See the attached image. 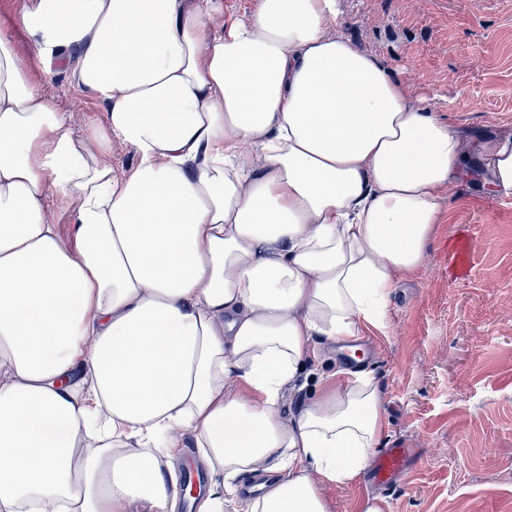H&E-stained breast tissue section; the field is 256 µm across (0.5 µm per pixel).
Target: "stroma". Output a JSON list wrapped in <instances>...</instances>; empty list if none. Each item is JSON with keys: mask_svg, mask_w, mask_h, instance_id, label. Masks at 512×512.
Masks as SVG:
<instances>
[{"mask_svg": "<svg viewBox=\"0 0 512 512\" xmlns=\"http://www.w3.org/2000/svg\"><path fill=\"white\" fill-rule=\"evenodd\" d=\"M31 0H0V33L31 79L68 118L74 137L107 105L62 72H46L22 18ZM342 34L392 67L414 108L442 113L459 140L512 138V0H340ZM417 274L394 293L387 332L363 333L365 370L384 391L385 444L417 458L393 488L365 478L321 488L330 512H512V195L472 178L449 181ZM472 237L463 274L446 241Z\"/></svg>", "mask_w": 512, "mask_h": 512, "instance_id": "obj_1", "label": "stroma"}]
</instances>
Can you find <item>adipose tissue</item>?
Returning a JSON list of instances; mask_svg holds the SVG:
<instances>
[{
  "label": "adipose tissue",
  "instance_id": "1",
  "mask_svg": "<svg viewBox=\"0 0 512 512\" xmlns=\"http://www.w3.org/2000/svg\"><path fill=\"white\" fill-rule=\"evenodd\" d=\"M217 5L34 0L43 63L108 104L82 141L0 36V512H175L152 451L185 442L224 471L199 512L245 473L273 478L247 512H329L322 484L366 468L386 419L369 377L289 410L316 340L384 328L450 179L512 194V139L471 166L395 70L326 35L339 0H260L221 37ZM116 138L132 174L101 159ZM45 210L46 219L49 224H57L63 240L70 242L75 224L74 210L58 199L54 193H49L46 199Z\"/></svg>",
  "mask_w": 512,
  "mask_h": 512
}]
</instances>
